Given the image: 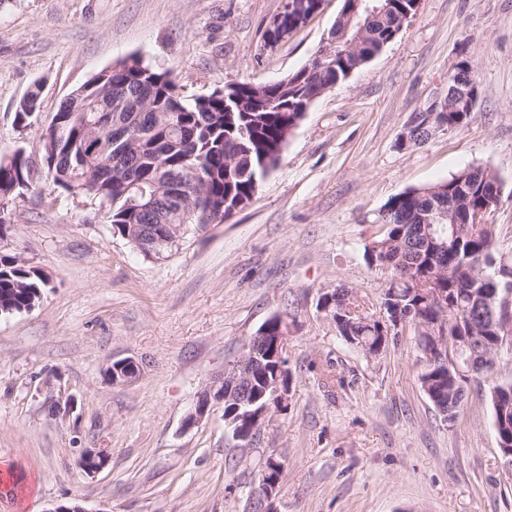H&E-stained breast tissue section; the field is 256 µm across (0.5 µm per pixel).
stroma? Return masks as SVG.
<instances>
[{
    "label": "stroma",
    "mask_w": 512,
    "mask_h": 512,
    "mask_svg": "<svg viewBox=\"0 0 512 512\" xmlns=\"http://www.w3.org/2000/svg\"><path fill=\"white\" fill-rule=\"evenodd\" d=\"M286 0H0V155L42 164L41 131L92 75L135 55L187 96L230 79L283 78L328 39L341 0L286 32ZM468 60L479 99L463 129L395 146L411 113L448 94ZM39 90L28 129L14 122ZM503 192L488 220L512 255V0H420L402 33L317 99L280 166L227 222L163 260L114 236L97 209L47 178L15 199L0 253L48 278L34 308L0 314V512H250L268 457L284 465L275 512H512V471L488 381L444 422L423 392L409 326L381 355L347 344L320 310L345 288L382 317L384 275L364 249L392 197L468 166ZM288 324V405L237 447L223 404L187 425L199 393L272 316ZM131 358L136 379L106 368ZM73 399V410L62 409ZM107 448L94 476L83 449Z\"/></svg>",
    "instance_id": "35a3bbf8"
}]
</instances>
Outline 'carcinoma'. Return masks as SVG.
Listing matches in <instances>:
<instances>
[{
    "label": "carcinoma",
    "mask_w": 512,
    "mask_h": 512,
    "mask_svg": "<svg viewBox=\"0 0 512 512\" xmlns=\"http://www.w3.org/2000/svg\"><path fill=\"white\" fill-rule=\"evenodd\" d=\"M342 0L331 32L328 54L312 59L285 78L261 90L248 81H233V93L176 94L170 73L131 56L92 76L59 103L55 125L41 132L42 163L54 185L72 197L106 209L112 235L125 239L148 258L177 248L193 231L204 232L215 220H226L236 207H248L262 181L280 164L289 140L311 105L345 82L384 46L392 42L414 15V0H381L379 13ZM41 102L32 93L20 102L15 121L27 128L37 121ZM473 110L414 112L396 140L408 149L425 144L445 130L465 127ZM27 160L15 153L0 156V205L24 194L30 181ZM178 191L184 205L170 202ZM502 192L489 168L471 166L448 179L413 188L391 198L375 222L383 234L365 249L370 268L389 272L381 305L392 327L414 328V346L422 368L421 388L442 419L453 421L463 404L468 379L450 375L445 359H428L429 336L447 328L448 341L459 344L460 361L486 357V367L472 377L498 374L503 350H512V262L497 258L495 225L472 224L478 209L496 206ZM448 212L435 225V239L422 232L431 211ZM46 281L42 272L19 256L0 254V313L27 311L39 301ZM442 306L431 299L435 290ZM335 303L326 316L339 335L365 355L382 354L398 332L388 335L379 321L361 311L349 290L335 288ZM323 294V297L330 296ZM286 326L279 316L267 320L252 337L246 353L232 363L233 389H224V423L231 433L251 435L256 447L261 429H251L240 397L265 394L273 378L274 353ZM493 426L512 449V374L489 387Z\"/></svg>",
    "instance_id": "cac0c4a2"
}]
</instances>
